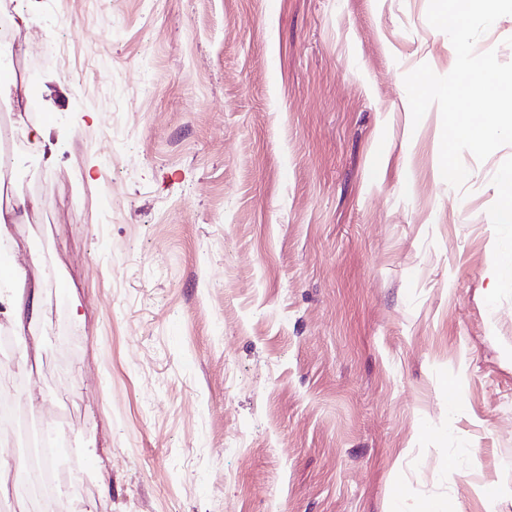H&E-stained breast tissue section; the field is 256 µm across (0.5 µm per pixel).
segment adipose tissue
<instances>
[{"mask_svg": "<svg viewBox=\"0 0 512 512\" xmlns=\"http://www.w3.org/2000/svg\"><path fill=\"white\" fill-rule=\"evenodd\" d=\"M7 278L15 283L16 288L12 294H0V314L6 316L21 333L43 318V287L47 273L35 260L27 268L13 266Z\"/></svg>", "mask_w": 512, "mask_h": 512, "instance_id": "obj_1", "label": "adipose tissue"}]
</instances>
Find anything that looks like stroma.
<instances>
[{
  "mask_svg": "<svg viewBox=\"0 0 512 512\" xmlns=\"http://www.w3.org/2000/svg\"><path fill=\"white\" fill-rule=\"evenodd\" d=\"M428 3L17 0L48 295L0 391L67 409L87 512H512V145L443 180ZM500 205L497 224L511 228L512 224V167L503 170L500 179Z\"/></svg>",
  "mask_w": 512,
  "mask_h": 512,
  "instance_id": "stroma-1",
  "label": "stroma"
}]
</instances>
